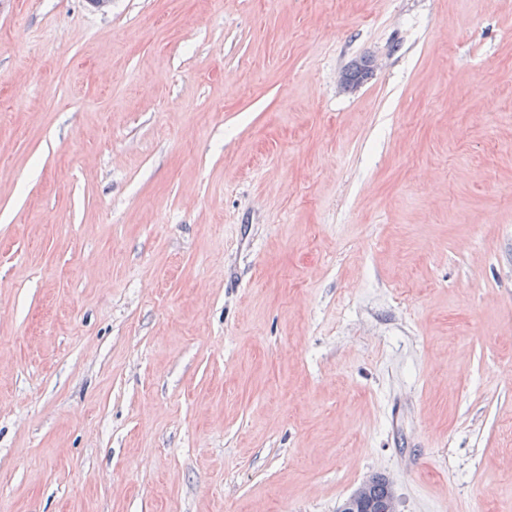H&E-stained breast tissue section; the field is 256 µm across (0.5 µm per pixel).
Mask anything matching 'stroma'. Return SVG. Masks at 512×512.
Here are the masks:
<instances>
[{"mask_svg": "<svg viewBox=\"0 0 512 512\" xmlns=\"http://www.w3.org/2000/svg\"><path fill=\"white\" fill-rule=\"evenodd\" d=\"M377 474L512 512V0H0V512Z\"/></svg>", "mask_w": 512, "mask_h": 512, "instance_id": "1", "label": "stroma"}]
</instances>
